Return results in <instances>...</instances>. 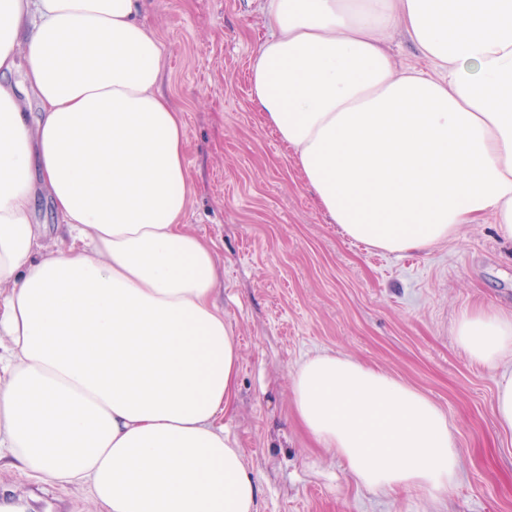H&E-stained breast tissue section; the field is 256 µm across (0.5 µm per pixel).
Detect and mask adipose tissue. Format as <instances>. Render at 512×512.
Here are the masks:
<instances>
[{"mask_svg":"<svg viewBox=\"0 0 512 512\" xmlns=\"http://www.w3.org/2000/svg\"><path fill=\"white\" fill-rule=\"evenodd\" d=\"M140 12L0 0V467L89 487L104 512H257L221 423L239 343L215 299L218 257L183 222L182 122ZM262 13L251 100L345 238L424 252L489 217L512 240V0H263ZM397 31L414 63L395 61ZM455 336L498 369L494 414L512 435V313L463 311ZM291 393L360 485L436 499L456 482L448 418L421 391L317 354Z\"/></svg>","mask_w":512,"mask_h":512,"instance_id":"ef3b65f1","label":"adipose tissue"}]
</instances>
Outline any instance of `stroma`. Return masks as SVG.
Listing matches in <instances>:
<instances>
[{
    "instance_id": "stroma-1",
    "label": "stroma",
    "mask_w": 512,
    "mask_h": 512,
    "mask_svg": "<svg viewBox=\"0 0 512 512\" xmlns=\"http://www.w3.org/2000/svg\"><path fill=\"white\" fill-rule=\"evenodd\" d=\"M141 18L162 44L160 91L184 121V221L224 268L216 301L241 351L224 433L258 487L257 512H512L496 373L454 336L464 309L512 312V241L489 219L423 253L344 238L251 101L260 0H143ZM326 352L392 375L446 414L462 457L447 494L367 490L301 429L290 374ZM0 488L21 512H98L86 489L11 469L0 470Z\"/></svg>"
}]
</instances>
